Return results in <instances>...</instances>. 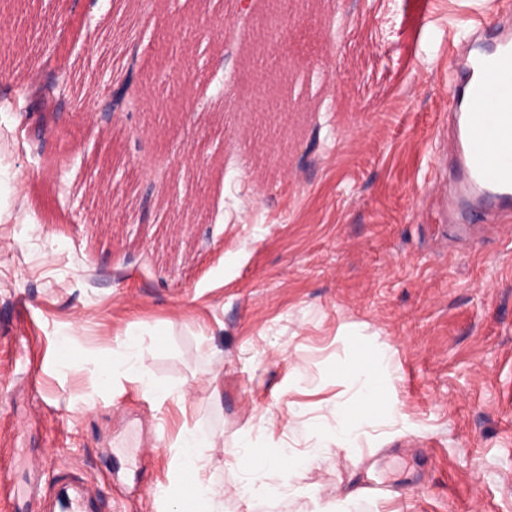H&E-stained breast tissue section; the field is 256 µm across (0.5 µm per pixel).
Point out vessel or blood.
<instances>
[{"mask_svg":"<svg viewBox=\"0 0 512 512\" xmlns=\"http://www.w3.org/2000/svg\"><path fill=\"white\" fill-rule=\"evenodd\" d=\"M455 126L448 153L459 170L461 199L512 206V31L477 29L456 75ZM494 100L496 113L480 117Z\"/></svg>","mask_w":512,"mask_h":512,"instance_id":"obj_1","label":"vessel or blood"}]
</instances>
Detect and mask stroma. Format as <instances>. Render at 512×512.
I'll list each match as a JSON object with an SVG mask.
<instances>
[{"label":"stroma","mask_w":512,"mask_h":512,"mask_svg":"<svg viewBox=\"0 0 512 512\" xmlns=\"http://www.w3.org/2000/svg\"><path fill=\"white\" fill-rule=\"evenodd\" d=\"M408 2L292 0L269 77L263 0H0V512H57L63 468L176 512L194 426L213 512H512V209L443 214L457 20L512 25V0H426L420 29ZM71 18L89 97L143 82L108 138L70 97L41 134ZM265 85L288 107L261 129ZM131 328L139 377L103 384ZM362 362L385 398L341 448ZM245 436L298 458L275 494L237 498Z\"/></svg>","instance_id":"obj_1"}]
</instances>
